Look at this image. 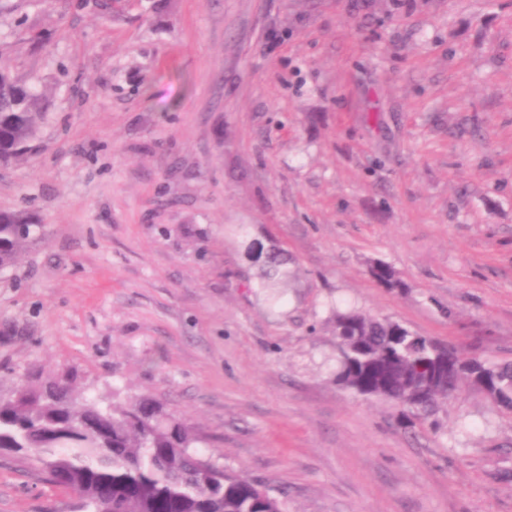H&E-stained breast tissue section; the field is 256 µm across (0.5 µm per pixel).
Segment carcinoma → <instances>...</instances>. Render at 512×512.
<instances>
[{"instance_id":"cac0c4a2","label":"carcinoma","mask_w":512,"mask_h":512,"mask_svg":"<svg viewBox=\"0 0 512 512\" xmlns=\"http://www.w3.org/2000/svg\"><path fill=\"white\" fill-rule=\"evenodd\" d=\"M9 46L0 41V164L33 150L43 116L42 95L14 80ZM34 216L0 210V274L12 268L38 239ZM259 288L273 306L285 300L295 272L277 245L256 257ZM371 276L390 289L402 287L391 266L375 263ZM339 356L336 382L365 397L389 400L408 426L432 420L439 403L456 397L477 374L512 411V362L461 356L406 326L356 311L332 318ZM190 428L144 399L104 409L51 381L22 385L0 400V449L17 455L47 484L79 495L81 508L98 512H282L281 501L259 482L228 470L195 450Z\"/></svg>"}]
</instances>
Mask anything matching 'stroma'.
Listing matches in <instances>:
<instances>
[{"instance_id":"35a3bbf8","label":"stroma","mask_w":512,"mask_h":512,"mask_svg":"<svg viewBox=\"0 0 512 512\" xmlns=\"http://www.w3.org/2000/svg\"><path fill=\"white\" fill-rule=\"evenodd\" d=\"M0 39L46 99L0 166L40 222L0 275V399H152L283 512H512V412L468 388L404 430L337 385L331 323L512 361V0H8ZM240 225L299 268L278 314ZM0 512L77 508L0 456Z\"/></svg>"}]
</instances>
